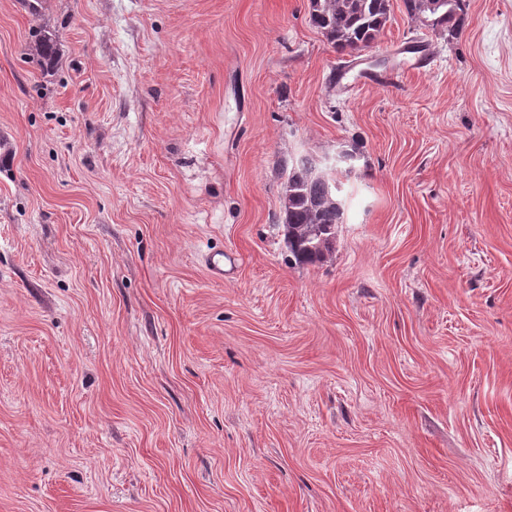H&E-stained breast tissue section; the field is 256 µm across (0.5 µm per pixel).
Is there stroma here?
<instances>
[{
  "label": "stroma",
  "mask_w": 512,
  "mask_h": 512,
  "mask_svg": "<svg viewBox=\"0 0 512 512\" xmlns=\"http://www.w3.org/2000/svg\"><path fill=\"white\" fill-rule=\"evenodd\" d=\"M24 2L0 512H512V0H463L454 36L391 0L352 55L308 0ZM410 45L396 87L336 86ZM344 151L334 249L292 264L284 170ZM29 54L52 65L57 58V44L49 34H43L28 45ZM240 256L236 253H214L206 258L207 270L214 280H224L229 277L237 267Z\"/></svg>",
  "instance_id": "1"
}]
</instances>
